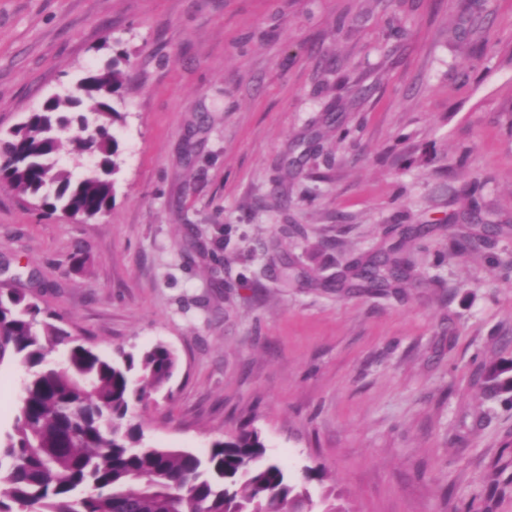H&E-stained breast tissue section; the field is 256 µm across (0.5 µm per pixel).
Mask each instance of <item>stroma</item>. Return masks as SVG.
Returning a JSON list of instances; mask_svg holds the SVG:
<instances>
[{
  "mask_svg": "<svg viewBox=\"0 0 512 512\" xmlns=\"http://www.w3.org/2000/svg\"><path fill=\"white\" fill-rule=\"evenodd\" d=\"M112 63L111 212L0 185V282L101 354L176 352L149 445L248 426L348 512H512V0H0V134ZM475 218L504 230L456 252ZM406 225L421 285L324 287Z\"/></svg>",
  "mask_w": 512,
  "mask_h": 512,
  "instance_id": "obj_1",
  "label": "stroma"
}]
</instances>
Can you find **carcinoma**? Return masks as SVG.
Wrapping results in <instances>:
<instances>
[{
	"instance_id": "carcinoma-1",
	"label": "carcinoma",
	"mask_w": 512,
	"mask_h": 512,
	"mask_svg": "<svg viewBox=\"0 0 512 512\" xmlns=\"http://www.w3.org/2000/svg\"><path fill=\"white\" fill-rule=\"evenodd\" d=\"M126 83L115 67L89 69L78 94L48 98L0 139V183L44 216L109 213L121 168L111 127L123 120L116 102ZM87 102L91 120L81 112ZM65 130L76 152L99 157L96 171L75 183L56 159ZM420 236L401 229L397 246L358 261L336 288L381 292L409 280L400 252ZM58 321L0 284V364L9 359L27 373L13 426L0 434V512H312L308 488L288 478L254 429L214 441L204 456L145 445L130 407L168 383L175 353L156 344L108 357Z\"/></svg>"
}]
</instances>
